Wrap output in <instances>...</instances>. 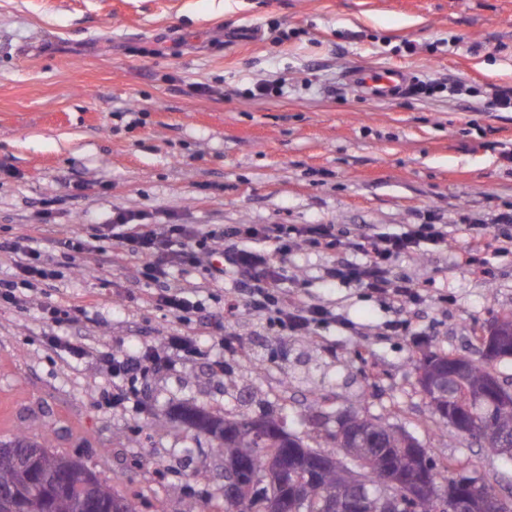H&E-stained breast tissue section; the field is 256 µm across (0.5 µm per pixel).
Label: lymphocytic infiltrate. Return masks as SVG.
<instances>
[{
    "label": "lymphocytic infiltrate",
    "instance_id": "lymphocytic-infiltrate-1",
    "mask_svg": "<svg viewBox=\"0 0 512 512\" xmlns=\"http://www.w3.org/2000/svg\"><path fill=\"white\" fill-rule=\"evenodd\" d=\"M110 232L113 244H135L146 284L167 281L173 265L206 269L213 283L231 276L237 294L248 298L255 310L270 314L282 331L296 334L311 332L331 313L311 304L289 305L276 294L273 285L284 273L273 264L272 255H285L297 247L326 253L351 249L364 255V262H340L329 269V277L390 294L393 301L405 303L415 300L418 291L414 283L393 275L390 259L441 247L448 236L446 225L426 223L346 242L331 224H228L203 231L190 224H146L141 216L125 213L113 217ZM35 242L31 235L0 241V252L10 254L15 263L13 279L0 281V305L20 304L24 292L62 278L60 268L43 260ZM101 359L111 366L116 383L145 378L160 362L150 345L134 355L105 351Z\"/></svg>",
    "mask_w": 512,
    "mask_h": 512
}]
</instances>
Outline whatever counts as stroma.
<instances>
[{"mask_svg":"<svg viewBox=\"0 0 512 512\" xmlns=\"http://www.w3.org/2000/svg\"><path fill=\"white\" fill-rule=\"evenodd\" d=\"M398 66L416 73L408 96L343 85L346 69ZM276 81L281 92L247 94ZM510 87L512 0H0V240L39 228L57 263L69 239L120 212L206 230L331 224L352 238L448 227L441 247L392 259L420 287L400 306L329 279L334 255L291 252L278 292L336 315L307 335L241 300L227 309L229 288L202 287L198 269L173 270L169 284L210 317L181 322L141 281L135 246L102 241L23 306H0V440L24 426L137 496L138 512H182L190 496L217 510L224 459L174 406L281 415L331 455L329 432L358 410L507 489L512 462L436 431L415 362L430 350L481 360L480 329L512 313V261L462 264L468 247L493 251L497 216L512 208V112L486 109ZM49 303L84 312L55 324ZM50 332L87 353L50 354ZM175 334L195 337L204 358L168 349ZM225 335L233 350L220 348ZM145 344L167 366L125 384L123 404L99 403L112 388L99 349Z\"/></svg>","mask_w":512,"mask_h":512,"instance_id":"obj_1","label":"stroma"}]
</instances>
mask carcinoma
I'll use <instances>...</instances> for the list:
<instances>
[{
	"label": "carcinoma",
	"instance_id": "obj_1",
	"mask_svg": "<svg viewBox=\"0 0 512 512\" xmlns=\"http://www.w3.org/2000/svg\"><path fill=\"white\" fill-rule=\"evenodd\" d=\"M450 354L432 351L418 361L417 371L430 375L438 368L448 365ZM504 387L492 370V363L484 361L471 363L467 373L460 381L452 380L448 392L452 397L465 398L481 389L484 397L476 399L471 407L465 410L477 419L478 432L472 437L483 442L487 447L494 448V437L498 433L512 431V397L504 400L490 388V383ZM184 419L190 421V427L199 432L213 435L220 440L215 451L228 459L243 452L249 454L251 473L260 476L265 471L271 457L272 449L277 447L280 435L277 431V420L266 418L254 420L245 429L232 438L224 436V425L230 423L226 416L205 409H189L183 412ZM355 426L366 430L371 439L384 442V449L362 448L355 453L346 449V445L338 442L342 457L349 459L345 467H331L323 470L315 478L305 481L302 486L303 497L298 504L297 512H323V501L334 496L341 500L353 486L352 473L361 477L359 489L368 494L380 493L386 483L387 475H408L419 466L430 473L432 483L442 481L452 482L448 478V468L462 466L459 460L449 461L439 465L428 453H422L419 462L415 463L408 454V449L418 445L415 438L397 430L392 424L381 418H371L358 412L354 413ZM62 477L68 480L70 488L64 493L41 490L37 488L31 477L30 469L25 467L18 456L0 455V489H11L22 494L25 502L36 503L42 512H82V506L89 500L100 505H115V512H137V502L117 491L111 485L98 477L88 481L78 468L63 472ZM474 500L492 498L503 504L499 512H512V499H504L498 495L489 480L481 481L476 491L472 493Z\"/></svg>",
	"mask_w": 512,
	"mask_h": 512
}]
</instances>
